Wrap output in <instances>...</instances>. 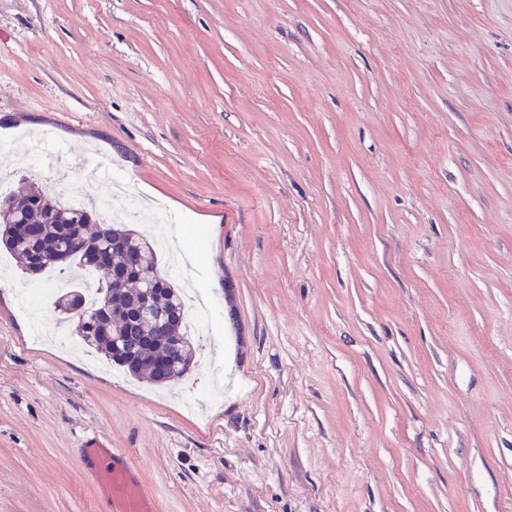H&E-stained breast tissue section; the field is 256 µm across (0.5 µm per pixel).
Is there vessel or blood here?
<instances>
[{
    "label": "vessel or blood",
    "instance_id": "vessel-or-blood-1",
    "mask_svg": "<svg viewBox=\"0 0 512 512\" xmlns=\"http://www.w3.org/2000/svg\"><path fill=\"white\" fill-rule=\"evenodd\" d=\"M95 480L111 502L112 512H157L151 490L126 456L113 455L111 463L97 472Z\"/></svg>",
    "mask_w": 512,
    "mask_h": 512
}]
</instances>
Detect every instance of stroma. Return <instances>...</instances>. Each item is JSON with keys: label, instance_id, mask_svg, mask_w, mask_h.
Returning <instances> with one entry per match:
<instances>
[{"label": "stroma", "instance_id": "obj_1", "mask_svg": "<svg viewBox=\"0 0 512 512\" xmlns=\"http://www.w3.org/2000/svg\"><path fill=\"white\" fill-rule=\"evenodd\" d=\"M149 202L207 302L157 387L41 339L0 267V512H512V0H0V143ZM111 182L62 177L76 154ZM95 480L112 504L113 512H156L151 490L128 458L112 453V463L102 467Z\"/></svg>", "mask_w": 512, "mask_h": 512}]
</instances>
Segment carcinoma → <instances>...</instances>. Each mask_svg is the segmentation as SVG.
Masks as SVG:
<instances>
[{"instance_id": "cac0c4a2", "label": "carcinoma", "mask_w": 512, "mask_h": 512, "mask_svg": "<svg viewBox=\"0 0 512 512\" xmlns=\"http://www.w3.org/2000/svg\"><path fill=\"white\" fill-rule=\"evenodd\" d=\"M27 192L32 193L29 204L19 205V210L11 213V220L28 225L32 238L10 240L4 235L5 224L0 222V248L19 259L29 276H41L55 268L70 276V288L58 294L55 300L59 310H67L71 292L85 291L82 271L88 269V266L77 253L69 264L61 266L56 262L58 253L65 248H82L88 240H98L111 251L112 267L115 269L125 265L131 250L142 252V273L154 281L151 306L167 314L161 324L138 316L144 301L138 276L128 277L121 287L105 277L95 289L96 300L85 303L83 315L87 322L92 323L98 318L101 306L109 305L111 316L108 333H91L85 337L83 346L104 355L107 360L125 368L130 375L154 384L175 382L188 375L196 363L198 345L187 332L182 290L159 273V257L154 245L125 224H97L96 230L90 231L89 225L96 224L92 212L85 208L64 207L55 197L32 183L17 192L0 196V205L19 201ZM174 336L185 338L184 353L180 354L170 346ZM159 357L171 359L168 372L163 378L151 368L154 360Z\"/></svg>"}]
</instances>
